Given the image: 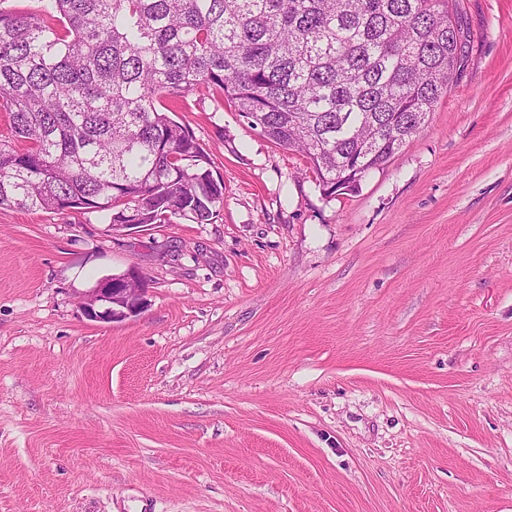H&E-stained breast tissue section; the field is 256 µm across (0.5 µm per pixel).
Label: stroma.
<instances>
[{
    "instance_id": "stroma-1",
    "label": "stroma",
    "mask_w": 512,
    "mask_h": 512,
    "mask_svg": "<svg viewBox=\"0 0 512 512\" xmlns=\"http://www.w3.org/2000/svg\"><path fill=\"white\" fill-rule=\"evenodd\" d=\"M427 128L325 196L199 93L215 223L0 209V512H512V0ZM137 269L148 308L80 304Z\"/></svg>"
}]
</instances>
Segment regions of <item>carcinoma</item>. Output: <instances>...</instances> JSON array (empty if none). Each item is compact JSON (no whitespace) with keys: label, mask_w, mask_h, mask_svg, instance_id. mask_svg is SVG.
Returning <instances> with one entry per match:
<instances>
[{"label":"carcinoma","mask_w":512,"mask_h":512,"mask_svg":"<svg viewBox=\"0 0 512 512\" xmlns=\"http://www.w3.org/2000/svg\"><path fill=\"white\" fill-rule=\"evenodd\" d=\"M0 11V208L211 224L224 180L166 101L212 92L327 197L384 168L467 67L460 0H48Z\"/></svg>","instance_id":"carcinoma-1"}]
</instances>
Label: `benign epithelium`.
Returning a JSON list of instances; mask_svg holds the SVG:
<instances>
[{
  "label": "benign epithelium",
  "instance_id": "1",
  "mask_svg": "<svg viewBox=\"0 0 512 512\" xmlns=\"http://www.w3.org/2000/svg\"><path fill=\"white\" fill-rule=\"evenodd\" d=\"M149 306L147 288L134 269L102 279L86 295L83 314L91 321L114 323L141 314Z\"/></svg>",
  "mask_w": 512,
  "mask_h": 512
}]
</instances>
